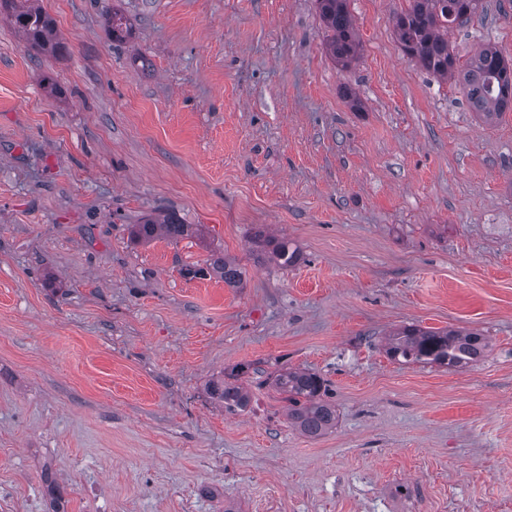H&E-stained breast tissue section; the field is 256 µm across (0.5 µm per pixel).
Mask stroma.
I'll use <instances>...</instances> for the list:
<instances>
[{"label": "stroma", "mask_w": 512, "mask_h": 512, "mask_svg": "<svg viewBox=\"0 0 512 512\" xmlns=\"http://www.w3.org/2000/svg\"><path fill=\"white\" fill-rule=\"evenodd\" d=\"M483 4L449 42L511 59L512 0ZM42 6L54 57L0 14V512H512V112L403 55L408 0H349L346 70L315 0ZM159 213L199 235L134 241ZM220 250L241 287L184 277ZM411 324L490 351L390 360ZM239 364L228 414L205 384ZM288 367L327 379V434L289 425ZM253 243L257 250L268 254L282 268L292 267L300 260L298 248H293L286 237L269 236L259 229L253 236Z\"/></svg>", "instance_id": "35a3bbf8"}]
</instances>
